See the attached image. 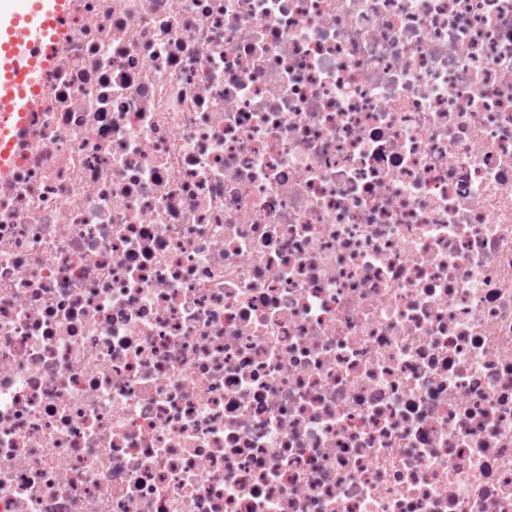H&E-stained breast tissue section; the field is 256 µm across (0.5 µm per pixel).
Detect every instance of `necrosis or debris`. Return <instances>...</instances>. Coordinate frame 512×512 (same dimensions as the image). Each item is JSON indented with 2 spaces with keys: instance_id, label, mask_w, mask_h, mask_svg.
I'll list each match as a JSON object with an SVG mask.
<instances>
[{
  "instance_id": "1",
  "label": "necrosis or debris",
  "mask_w": 512,
  "mask_h": 512,
  "mask_svg": "<svg viewBox=\"0 0 512 512\" xmlns=\"http://www.w3.org/2000/svg\"><path fill=\"white\" fill-rule=\"evenodd\" d=\"M0 180V512H512V0H79Z\"/></svg>"
}]
</instances>
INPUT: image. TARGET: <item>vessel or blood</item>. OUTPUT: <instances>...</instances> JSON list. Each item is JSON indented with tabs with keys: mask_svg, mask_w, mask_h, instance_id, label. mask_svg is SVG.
<instances>
[{
	"mask_svg": "<svg viewBox=\"0 0 512 512\" xmlns=\"http://www.w3.org/2000/svg\"><path fill=\"white\" fill-rule=\"evenodd\" d=\"M73 0H0V178L18 156L37 112L53 49Z\"/></svg>",
	"mask_w": 512,
	"mask_h": 512,
	"instance_id": "1",
	"label": "vessel or blood"
}]
</instances>
